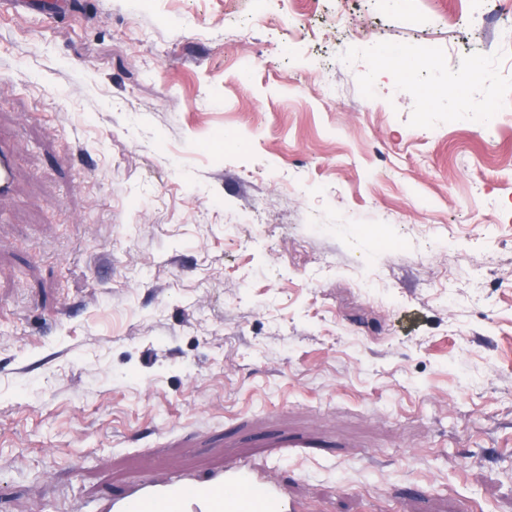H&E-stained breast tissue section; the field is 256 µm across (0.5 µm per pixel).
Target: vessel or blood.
<instances>
[{"mask_svg": "<svg viewBox=\"0 0 512 512\" xmlns=\"http://www.w3.org/2000/svg\"><path fill=\"white\" fill-rule=\"evenodd\" d=\"M13 168L9 140L0 135V196L13 190ZM97 512H295V503L285 484L229 462L203 480L183 474L140 479Z\"/></svg>", "mask_w": 512, "mask_h": 512, "instance_id": "obj_1", "label": "vessel or blood"}]
</instances>
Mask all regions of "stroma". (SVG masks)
Segmentation results:
<instances>
[{
	"label": "stroma",
	"instance_id": "stroma-1",
	"mask_svg": "<svg viewBox=\"0 0 512 512\" xmlns=\"http://www.w3.org/2000/svg\"><path fill=\"white\" fill-rule=\"evenodd\" d=\"M72 2L0 15V512L231 460L301 512H512V13ZM14 159L9 149V139L0 132V196L13 190Z\"/></svg>",
	"mask_w": 512,
	"mask_h": 512
}]
</instances>
